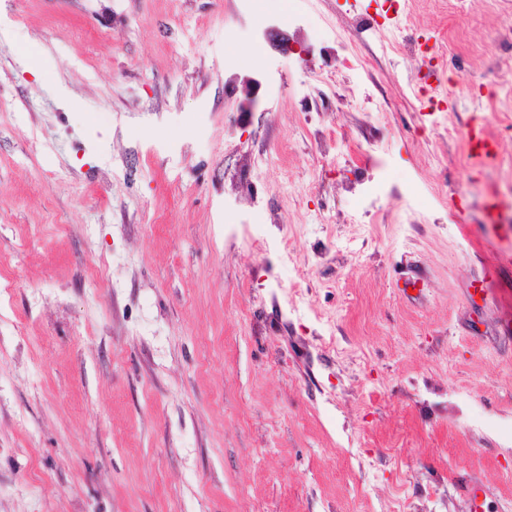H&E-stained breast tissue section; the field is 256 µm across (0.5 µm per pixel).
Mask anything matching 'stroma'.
Returning <instances> with one entry per match:
<instances>
[{
	"label": "stroma",
	"instance_id": "35a3bbf8",
	"mask_svg": "<svg viewBox=\"0 0 512 512\" xmlns=\"http://www.w3.org/2000/svg\"><path fill=\"white\" fill-rule=\"evenodd\" d=\"M403 8L447 38L448 0H0V512H512V139L421 111ZM510 29L460 22L482 93ZM467 150L473 168H483L495 163L498 157V143L487 135L483 128L470 127L467 131Z\"/></svg>",
	"mask_w": 512,
	"mask_h": 512
}]
</instances>
